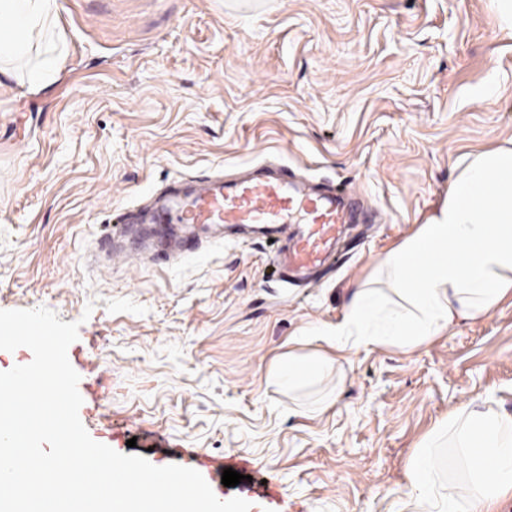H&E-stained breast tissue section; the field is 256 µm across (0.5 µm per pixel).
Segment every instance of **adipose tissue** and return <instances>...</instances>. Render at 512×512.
<instances>
[{
	"label": "adipose tissue",
	"instance_id": "adipose-tissue-1",
	"mask_svg": "<svg viewBox=\"0 0 512 512\" xmlns=\"http://www.w3.org/2000/svg\"><path fill=\"white\" fill-rule=\"evenodd\" d=\"M60 0H0V81L28 68L29 89L53 84L66 55L58 32ZM394 283L357 288L340 322L326 333L344 349L414 348L461 319L487 314L512 295V147L468 156L441 210L380 260ZM463 448L468 498L435 488L437 435ZM406 489L422 512H494L512 494V415L462 408L437 425L408 472Z\"/></svg>",
	"mask_w": 512,
	"mask_h": 512
}]
</instances>
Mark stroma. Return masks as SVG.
Returning a JSON list of instances; mask_svg holds the SVG:
<instances>
[{"label":"stroma","mask_w":512,"mask_h":512,"mask_svg":"<svg viewBox=\"0 0 512 512\" xmlns=\"http://www.w3.org/2000/svg\"><path fill=\"white\" fill-rule=\"evenodd\" d=\"M56 82L0 86V309L80 321L113 447L149 462L242 456L221 483L250 512H414L411 459L458 407L512 414V298L430 343L339 350L320 333L379 257L437 212L461 159L512 144V35L490 0H61ZM261 165L360 205L315 285L272 274L254 234L134 224L109 272L88 257L115 209ZM291 355L322 359L296 386ZM135 447H127V440ZM439 491L464 493L441 438Z\"/></svg>","instance_id":"35a3bbf8"}]
</instances>
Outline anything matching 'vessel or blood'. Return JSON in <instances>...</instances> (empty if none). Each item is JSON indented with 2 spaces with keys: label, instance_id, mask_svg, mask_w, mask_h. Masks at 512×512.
Returning a JSON list of instances; mask_svg holds the SVG:
<instances>
[{
  "label": "vessel or blood",
  "instance_id": "1",
  "mask_svg": "<svg viewBox=\"0 0 512 512\" xmlns=\"http://www.w3.org/2000/svg\"><path fill=\"white\" fill-rule=\"evenodd\" d=\"M166 213L171 224H248L265 236L286 234L288 244L276 249L274 266L307 276L335 252L353 206L342 190L321 192L279 174L207 179L190 194L172 192ZM108 392L103 376H96L79 389L83 408L96 411Z\"/></svg>",
  "mask_w": 512,
  "mask_h": 512
}]
</instances>
